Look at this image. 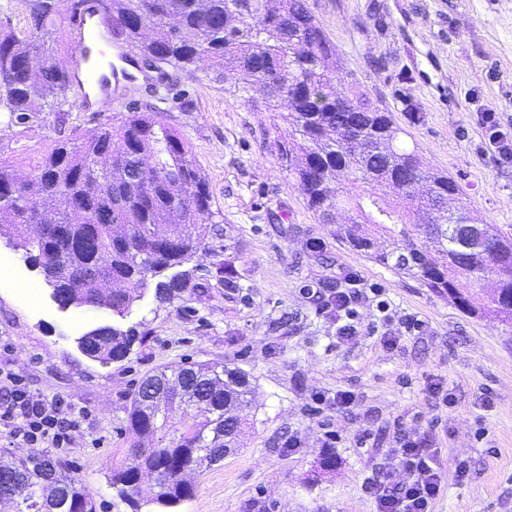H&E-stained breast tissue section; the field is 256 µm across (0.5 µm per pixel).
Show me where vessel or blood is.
I'll return each instance as SVG.
<instances>
[{"instance_id": "obj_1", "label": "vessel or blood", "mask_w": 512, "mask_h": 512, "mask_svg": "<svg viewBox=\"0 0 512 512\" xmlns=\"http://www.w3.org/2000/svg\"><path fill=\"white\" fill-rule=\"evenodd\" d=\"M71 90L90 112L118 103L149 75L139 66L122 24L102 6L101 0H84L71 30Z\"/></svg>"}]
</instances>
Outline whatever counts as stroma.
<instances>
[{"instance_id": "1", "label": "stroma", "mask_w": 512, "mask_h": 512, "mask_svg": "<svg viewBox=\"0 0 512 512\" xmlns=\"http://www.w3.org/2000/svg\"><path fill=\"white\" fill-rule=\"evenodd\" d=\"M307 6L343 76L393 113L429 168L456 181L460 204L512 237V162L489 147L483 120L493 114L512 133V0ZM233 89L199 71L165 93L164 117L193 146L218 233L193 261L195 289L164 305L145 294L119 322L147 332L124 360L102 364L77 347L114 321L110 311L59 308L39 270L0 239V264L40 290L32 303L0 280V371L87 412L72 447L47 456L67 462L97 512H130L114 503L108 475L132 442L126 409L138 383L165 366L226 363L250 374L255 404L238 447L192 475L195 495L178 512H375L362 483L403 430L429 435L439 451L444 487L433 512H512V326L466 314L338 240L271 147L287 124ZM49 135L41 120L20 136L2 129L0 155L32 173ZM229 275L235 287H225ZM344 288L382 289L390 322L366 299L358 335L340 337L324 301ZM408 317L421 329L405 332ZM385 332L395 344H383ZM340 391L353 393L350 405L337 407ZM326 456L336 460L329 471Z\"/></svg>"}]
</instances>
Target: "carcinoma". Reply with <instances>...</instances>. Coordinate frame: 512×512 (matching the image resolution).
<instances>
[{
    "instance_id": "cac0c4a2",
    "label": "carcinoma",
    "mask_w": 512,
    "mask_h": 512,
    "mask_svg": "<svg viewBox=\"0 0 512 512\" xmlns=\"http://www.w3.org/2000/svg\"><path fill=\"white\" fill-rule=\"evenodd\" d=\"M30 32L0 17V125L22 134L52 115L53 145L34 174L0 159V238L46 270V284L77 306L122 319L145 290L164 303L188 287L184 269L206 249L214 229L203 222L212 195L193 148L164 120L156 102L129 104L97 128L69 129V68L58 56L57 17L70 0H25ZM124 22L139 62H150L166 86L204 71L214 80L259 94L288 123V139L273 141L277 159L319 222L352 249L400 274L418 278L460 308L512 324V239L464 207L439 212L458 186L426 167L403 140L391 113L340 75L336 47L305 0H104ZM479 224L499 257L461 251L448 221ZM487 281L486 300L471 285ZM137 339L112 326L91 331L78 348L100 363L124 359ZM170 392L160 416L147 403L153 388ZM249 375L226 364L199 363L141 380L127 410L132 447L144 455L112 469L116 498L131 512L175 508L191 499L185 471L208 467L237 441L251 408ZM164 432L157 443L155 436ZM159 475L143 499V475ZM22 497L16 512H97L91 493L66 464L46 456H0V483Z\"/></svg>"
}]
</instances>
